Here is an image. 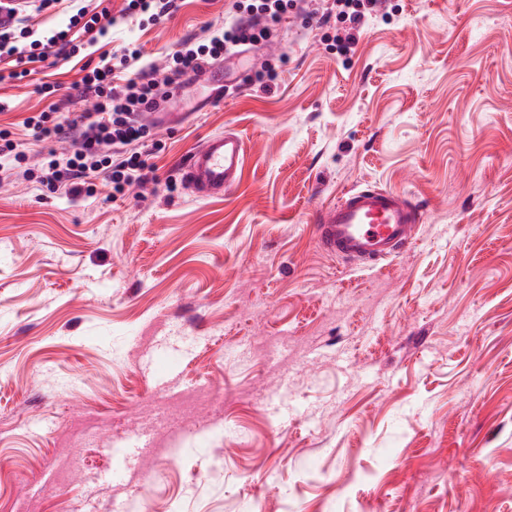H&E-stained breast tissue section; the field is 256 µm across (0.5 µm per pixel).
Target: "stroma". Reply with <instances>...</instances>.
Here are the masks:
<instances>
[{
  "label": "stroma",
  "instance_id": "stroma-1",
  "mask_svg": "<svg viewBox=\"0 0 512 512\" xmlns=\"http://www.w3.org/2000/svg\"><path fill=\"white\" fill-rule=\"evenodd\" d=\"M227 0H187L138 38L145 60ZM353 53L331 25L290 16L274 47L222 62L171 104L157 183L135 197L0 184V512H512V0H387ZM273 58L257 90L244 65ZM75 63L59 89L0 84V123L89 111ZM242 134V180L224 198L181 168L208 135ZM404 192L426 220L382 268L324 253L310 215L349 188ZM288 341L274 358L256 344ZM186 354L168 387L160 344ZM201 384L181 451L134 455L111 478L113 437L150 429L160 390ZM108 417L86 447L74 423Z\"/></svg>",
  "mask_w": 512,
  "mask_h": 512
}]
</instances>
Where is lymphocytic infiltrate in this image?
<instances>
[{"label":"lymphocytic infiltrate","instance_id":"obj_1","mask_svg":"<svg viewBox=\"0 0 512 512\" xmlns=\"http://www.w3.org/2000/svg\"><path fill=\"white\" fill-rule=\"evenodd\" d=\"M381 2L335 0L341 22L334 39L338 53L352 52L360 29L378 14ZM182 3L124 0L116 12L112 0H11L9 22L0 21V60L5 63L0 83L27 79L51 59H87L93 48L111 41L114 28L134 19L140 30H147L172 17ZM296 7V0H231L223 29L186 37L167 54L161 70L144 62L134 41L100 53L96 64L83 65L74 85L80 96L93 99L92 111L69 119L52 106L25 118L33 139L50 144L36 162L9 127L0 126V174L19 172L52 192L88 197L101 185L117 198L153 181L162 145L143 112L165 101L171 83L204 73L243 47L271 42L275 26ZM47 13L66 17V24L40 33L38 21Z\"/></svg>","mask_w":512,"mask_h":512}]
</instances>
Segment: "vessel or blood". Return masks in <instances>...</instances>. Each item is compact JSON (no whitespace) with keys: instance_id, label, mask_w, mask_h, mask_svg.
<instances>
[{"instance_id":"b4317fda","label":"vessel or blood","mask_w":512,"mask_h":512,"mask_svg":"<svg viewBox=\"0 0 512 512\" xmlns=\"http://www.w3.org/2000/svg\"><path fill=\"white\" fill-rule=\"evenodd\" d=\"M246 157L243 137L227 131L207 137L183 166L185 184L201 199L219 198L240 182ZM421 210L403 192L356 187L317 210L314 237L320 248L346 263L375 268L416 242Z\"/></svg>"}]
</instances>
